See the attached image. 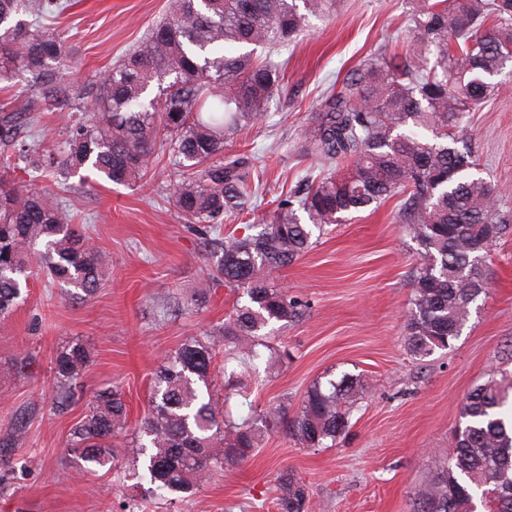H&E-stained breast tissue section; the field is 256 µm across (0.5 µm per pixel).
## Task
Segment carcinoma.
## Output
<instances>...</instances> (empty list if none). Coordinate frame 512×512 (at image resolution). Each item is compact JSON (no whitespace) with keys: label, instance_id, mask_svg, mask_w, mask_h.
Listing matches in <instances>:
<instances>
[{"label":"carcinoma","instance_id":"obj_1","mask_svg":"<svg viewBox=\"0 0 512 512\" xmlns=\"http://www.w3.org/2000/svg\"><path fill=\"white\" fill-rule=\"evenodd\" d=\"M337 0H169L166 17L98 84L96 107H77L72 134L47 143L22 128L68 99L70 48L50 25L33 30L16 17L60 15L71 0H0V84L30 77L39 96L18 112L0 113V317L22 300L41 271L64 297L85 300L101 287L109 256L67 216L58 192L22 186L16 170L40 179L90 169L112 183L143 179L168 155L172 198L189 224L211 234L212 278L186 298L201 309L211 279L245 291L248 302L224 323L234 360L248 365L272 323L301 315L288 288L267 280L311 245L312 229L339 224L395 195L399 222L425 248L413 280L407 344L415 356L446 349L459 336L470 305L485 290L478 256L509 229L491 182L470 176L471 152L453 130L494 92L493 78L512 66V0H415L411 37L402 53H383L348 72L308 115L300 156L321 164L348 162L349 172L306 177L254 234L221 238L224 217L252 209L257 158L224 157V143L263 123L283 90L281 70L256 54L293 40L310 16L330 15ZM495 24L484 28L486 21ZM157 86L158 94L148 98ZM224 349L191 336L155 372L149 409L134 428L132 475L165 496L187 498L212 474L258 449L261 433L281 426L305 448H328L346 432L363 391L345 374L313 384L299 411L269 407L250 422L224 418L213 388ZM89 355L79 342L57 352L54 372L78 383ZM512 382L476 385L461 408L454 456L434 489L416 494L413 512H474L492 492L494 512H512V419L502 407ZM128 430L120 388L94 395L72 427L68 447L86 473L115 462L112 440ZM279 512H306L308 491L293 472L278 477Z\"/></svg>","mask_w":512,"mask_h":512}]
</instances>
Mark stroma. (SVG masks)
I'll return each instance as SVG.
<instances>
[{
    "label": "stroma",
    "instance_id": "35a3bbf8",
    "mask_svg": "<svg viewBox=\"0 0 512 512\" xmlns=\"http://www.w3.org/2000/svg\"><path fill=\"white\" fill-rule=\"evenodd\" d=\"M167 0H74L57 29L73 55L69 102L42 113L32 127L46 141L61 140L74 120L71 105L91 107L95 84L165 14ZM411 0H340L327 17L308 18L304 32L275 50L285 62L284 92L262 126L228 139V156L260 159L257 209L225 219L224 231L255 233L294 188L305 165L294 144L324 92L345 75L410 37ZM495 94L467 114L457 136L478 162L477 174L494 184L499 208L512 226V74L497 78ZM168 163L146 181L115 184L78 177L61 193L110 254L112 266L88 301L62 299L46 279H31L24 303L0 318V438L26 423L10 454L9 487L0 512H277L276 478L296 473L308 487V512H412L416 492L435 486L454 448L463 401L490 377L512 374V229L484 253L486 288L470 307L460 335L446 349L411 355L407 315L424 248L397 220L399 198L341 224L314 231L298 260L272 274L303 304L291 322L267 328L281 361L260 360L239 371L224 414L235 422L253 410L285 404L296 413L314 382L361 377L365 390L346 435L330 448H305L285 430L264 433L258 454L211 476L193 497L155 495L123 469L83 473L67 446L71 428L94 394L122 388L130 423L148 409L152 377L163 354L187 337L222 326L243 290L223 282L199 312L186 310L192 288L209 262L201 229L183 224L166 191ZM81 342L91 362L81 381L61 387L53 372L58 349ZM24 371H16L19 360ZM67 408L56 411L57 400Z\"/></svg>",
    "mask_w": 512,
    "mask_h": 512
}]
</instances>
